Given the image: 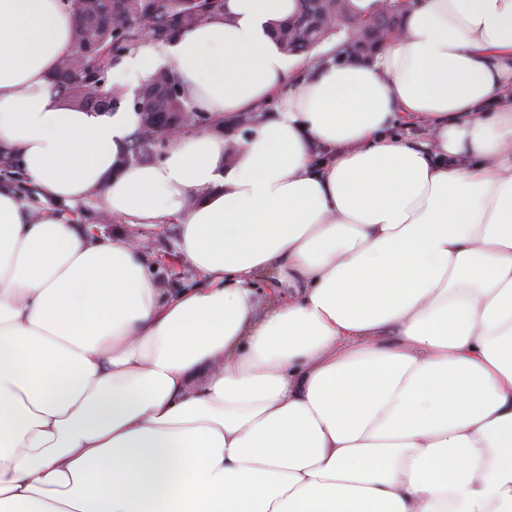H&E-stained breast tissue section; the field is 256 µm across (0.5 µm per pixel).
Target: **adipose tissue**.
Here are the masks:
<instances>
[{"label": "adipose tissue", "mask_w": 512, "mask_h": 512, "mask_svg": "<svg viewBox=\"0 0 512 512\" xmlns=\"http://www.w3.org/2000/svg\"><path fill=\"white\" fill-rule=\"evenodd\" d=\"M395 2L371 65L291 90L298 0L125 59L217 119L279 102L140 165L137 112L58 95L65 0H0V148L42 199L0 186V512H512V0ZM99 191L201 285L60 214Z\"/></svg>", "instance_id": "ef3b65f1"}]
</instances>
